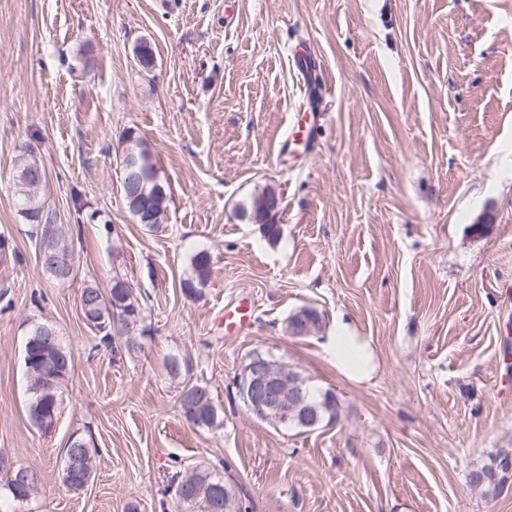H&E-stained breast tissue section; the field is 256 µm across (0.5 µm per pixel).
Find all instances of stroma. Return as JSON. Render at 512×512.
Returning a JSON list of instances; mask_svg holds the SVG:
<instances>
[{"label":"stroma","instance_id":"1","mask_svg":"<svg viewBox=\"0 0 512 512\" xmlns=\"http://www.w3.org/2000/svg\"><path fill=\"white\" fill-rule=\"evenodd\" d=\"M307 53L324 118L295 154L279 143L306 104L295 59ZM126 130L168 193L163 231L123 200ZM22 143L73 233L77 276L64 286L18 213ZM266 190L279 199L274 243L239 215ZM0 241V512H180L179 469L231 473L253 512H512V487L485 498L467 482L512 448V397L499 392L512 337V0H0ZM201 250L212 273L191 294ZM117 277L143 309L134 352L112 349L79 305L85 284ZM242 296L253 325L225 335L224 306ZM303 306L324 314V333H287ZM340 317L374 350L369 381L327 357ZM40 323L72 357L47 431L29 418L24 364ZM255 349L332 389L340 420L297 435L250 415L234 378ZM196 383L223 428L182 415ZM77 437L95 464L74 490L62 469ZM18 467L40 478L23 502L6 486Z\"/></svg>","mask_w":512,"mask_h":512}]
</instances>
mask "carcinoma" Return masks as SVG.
<instances>
[{"label": "carcinoma", "instance_id": "1", "mask_svg": "<svg viewBox=\"0 0 512 512\" xmlns=\"http://www.w3.org/2000/svg\"><path fill=\"white\" fill-rule=\"evenodd\" d=\"M127 142L126 150L136 155L138 166L136 173L148 194L152 197L154 221L146 225L151 232L164 229L168 207L167 192L156 191L155 163L151 157L139 148V141L130 133L123 135ZM40 166L33 157L28 156L26 164L17 168L14 176L15 192L19 199L20 215L35 226V239H40V224L34 221L35 211L27 195L29 191L30 170ZM279 206L278 198L270 191H265L253 197L250 208H242V216L261 226L264 236L271 242L280 236L279 225L273 222V211ZM56 253L72 258V240L69 229L59 232L54 244ZM211 256L206 251H199L191 257L193 276L184 281L183 286L190 293L204 287L211 272ZM82 295L87 297V303L82 308L86 321L98 330L119 324L122 334L126 335L141 321V307L133 297L132 289L125 281L116 277L113 279L109 293H103L95 284L82 288ZM45 325L36 326L25 344V366L39 370L49 376L44 380L38 376H29V390L32 393L29 414L37 426L48 429L53 425L57 407L58 389L71 367V355L62 346L60 339L53 343L43 337ZM295 387L300 390L306 402L315 408L320 415V424L332 425L340 416V407L336 394L331 390H321L312 385L310 378L296 365H290ZM180 410L185 419L200 428H218L223 419L220 409L214 404L210 390L200 384H188L179 397ZM71 447L77 449L84 463L81 479H89L93 463L88 442L82 438L72 440ZM512 465V448H498L491 452L487 459L473 467L468 475L470 487L484 497H494L502 490L503 467ZM175 496L183 512H252L239 495L238 483L234 477L218 475L206 470H200L193 476L189 486H176Z\"/></svg>", "mask_w": 512, "mask_h": 512}]
</instances>
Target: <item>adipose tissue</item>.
Masks as SVG:
<instances>
[{
  "label": "adipose tissue",
  "mask_w": 512,
  "mask_h": 512,
  "mask_svg": "<svg viewBox=\"0 0 512 512\" xmlns=\"http://www.w3.org/2000/svg\"><path fill=\"white\" fill-rule=\"evenodd\" d=\"M326 351L337 371L351 380H369L377 369L368 341L357 336L348 321H337L336 333L328 337Z\"/></svg>",
  "instance_id": "1"
}]
</instances>
